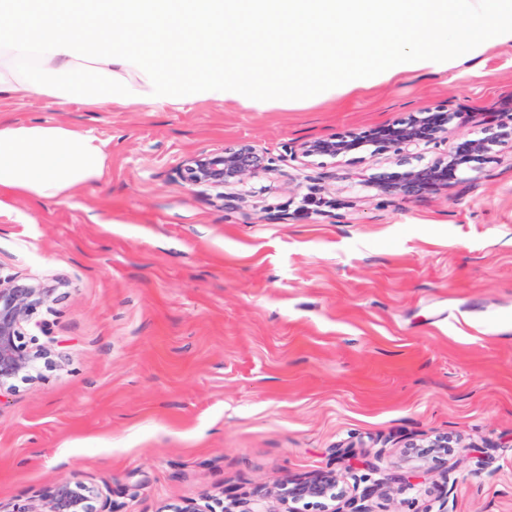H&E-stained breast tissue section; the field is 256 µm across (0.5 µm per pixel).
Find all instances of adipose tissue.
<instances>
[{
	"instance_id": "1",
	"label": "adipose tissue",
	"mask_w": 512,
	"mask_h": 512,
	"mask_svg": "<svg viewBox=\"0 0 512 512\" xmlns=\"http://www.w3.org/2000/svg\"><path fill=\"white\" fill-rule=\"evenodd\" d=\"M62 2L9 8L0 93L265 112L445 74L512 45V0H99L90 22ZM144 27L170 36L175 68L137 40ZM106 162L92 132L0 117V190L60 200L96 186Z\"/></svg>"
}]
</instances>
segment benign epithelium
<instances>
[{
  "instance_id": "obj_1",
  "label": "benign epithelium",
  "mask_w": 512,
  "mask_h": 512,
  "mask_svg": "<svg viewBox=\"0 0 512 512\" xmlns=\"http://www.w3.org/2000/svg\"><path fill=\"white\" fill-rule=\"evenodd\" d=\"M455 112H413L404 120L362 131H349L338 136L315 139L285 150L273 158L249 142L223 145L187 156L174 172L176 178L191 190L222 202L225 208H237L246 194L239 188L246 180L268 176L278 171V163L287 160L313 165L322 158L335 159L357 152L372 155L392 153L406 170L395 175L379 174L371 187L379 194L402 200H423L448 189V178L465 172L468 164L491 153L507 141L512 142V113L503 120L494 116L481 130V137L466 140L455 150L424 161L423 151L448 140V125ZM56 288L27 278L0 277V392L9 391L18 379L33 381L41 361L50 351L32 338L23 341L24 327L43 307L55 301ZM409 454L422 462L447 465L452 440L438 436L426 443L407 444ZM94 489L78 478L53 485L49 490L23 504H14L0 512H98ZM345 501L351 512H369L368 506L351 495L348 482L334 473H325L312 480L282 482L277 491H257L250 498L238 500L224 512H336V504ZM158 512H216L207 497L165 505Z\"/></svg>"
}]
</instances>
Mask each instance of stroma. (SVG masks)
<instances>
[{"mask_svg": "<svg viewBox=\"0 0 512 512\" xmlns=\"http://www.w3.org/2000/svg\"><path fill=\"white\" fill-rule=\"evenodd\" d=\"M425 109L456 113L449 147L476 138L512 110V47L300 109L1 99L17 122L93 131L108 158L92 191L0 192V275L66 283L39 314L53 362L0 398V502L77 477L114 512H158L332 470L372 489L371 512H512L511 148L423 201L369 187L390 153L281 164L239 209L169 177L215 146L276 157ZM314 177L320 208L302 202ZM279 206L288 223H269ZM443 434L447 468L404 456Z\"/></svg>", "mask_w": 512, "mask_h": 512, "instance_id": "1", "label": "stroma"}]
</instances>
